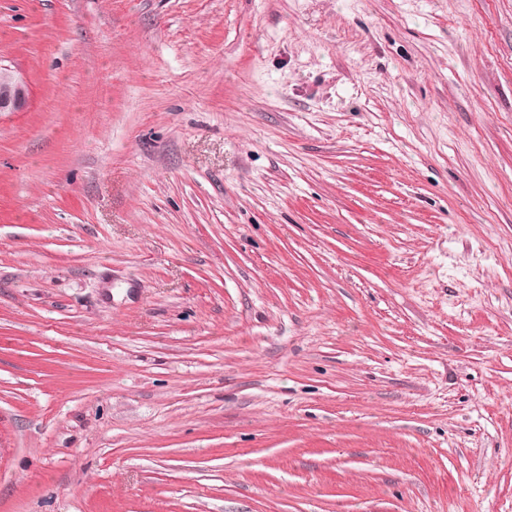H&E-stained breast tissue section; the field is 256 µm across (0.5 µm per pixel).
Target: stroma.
<instances>
[{
  "label": "stroma",
  "mask_w": 512,
  "mask_h": 512,
  "mask_svg": "<svg viewBox=\"0 0 512 512\" xmlns=\"http://www.w3.org/2000/svg\"><path fill=\"white\" fill-rule=\"evenodd\" d=\"M0 512H512V0H0ZM27 98L26 81L12 68L0 65V112L19 111Z\"/></svg>",
  "instance_id": "obj_1"
}]
</instances>
